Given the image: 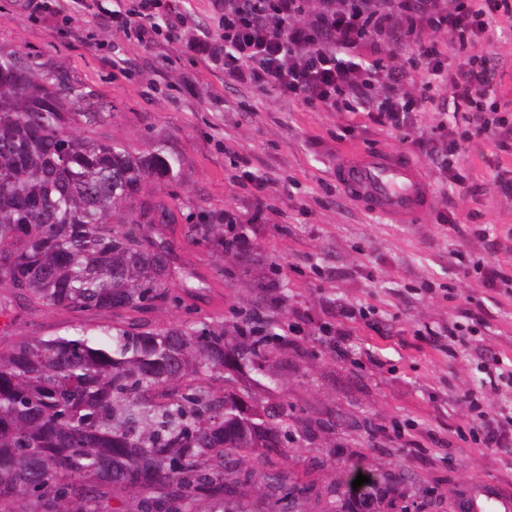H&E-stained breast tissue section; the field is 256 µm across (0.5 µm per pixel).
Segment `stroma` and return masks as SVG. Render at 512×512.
Listing matches in <instances>:
<instances>
[{
  "label": "stroma",
  "mask_w": 512,
  "mask_h": 512,
  "mask_svg": "<svg viewBox=\"0 0 512 512\" xmlns=\"http://www.w3.org/2000/svg\"><path fill=\"white\" fill-rule=\"evenodd\" d=\"M19 0H0V46L35 61L48 60L71 80L89 87L105 103L110 120L91 137L117 141L133 152L163 142L183 161L175 184L151 182L144 196L175 200L180 213L169 238L181 260L203 281L190 296L198 317L242 321L259 310L281 327L300 324L301 353H289L283 370L287 397L295 408L332 407L362 422L337 446L316 475L335 481L341 462L393 474L424 488L421 512H448L458 492L490 479L512 490V447L475 448L465 427L464 393L481 395L488 408L498 396L481 384V368L491 356L512 357V306H496L458 267L455 252L479 253L483 243L469 232L449 229V212H476L481 224L512 225V202L491 185L490 143L472 145L468 161L481 191L462 197L443 184L435 162L416 149L409 156L433 183L431 208L415 224H383L349 198L336 180V166L368 149H398L395 134L374 127H349L347 116L312 112L272 94L224 82V73L197 67L178 43L158 40L130 45L112 29L113 0H95L83 10L60 0L59 26L22 10ZM123 69H115L114 58ZM247 168L263 189L241 187L234 176ZM265 206L262 223H249L256 201ZM231 210L241 220L242 252H205L186 238L187 225L207 213ZM265 260V280L275 282L264 302L251 293L257 271L249 256ZM448 286L453 299L425 294L426 283ZM341 304L374 309L372 327L358 324L347 359L336 360L325 328L335 326ZM481 309L487 326L455 345L451 354L431 348L426 328L456 321L459 310ZM110 313L79 310L34 312L0 334V348L17 336H49L76 324L113 321ZM423 442L414 450L407 439Z\"/></svg>",
  "instance_id": "1"
}]
</instances>
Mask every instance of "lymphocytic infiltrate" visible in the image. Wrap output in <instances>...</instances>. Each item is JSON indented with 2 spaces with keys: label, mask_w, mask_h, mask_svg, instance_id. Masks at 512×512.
<instances>
[{
  "label": "lymphocytic infiltrate",
  "mask_w": 512,
  "mask_h": 512,
  "mask_svg": "<svg viewBox=\"0 0 512 512\" xmlns=\"http://www.w3.org/2000/svg\"><path fill=\"white\" fill-rule=\"evenodd\" d=\"M112 27L140 45L154 43L157 17L171 28L190 17L175 0H115ZM219 30L184 46L204 69L219 68L225 84L272 92L307 109L352 114L426 151L451 189H477L466 168L471 145L487 141L499 193L512 201V92L497 65L492 37L512 28V0H213ZM445 32L448 44L435 41ZM435 108L436 125L417 127V113ZM476 238L487 254L466 257V272L498 304L512 303V225ZM486 385L503 407L488 413L470 395L486 449L512 447V359L493 357Z\"/></svg>",
  "instance_id": "obj_1"
}]
</instances>
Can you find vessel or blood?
<instances>
[{
	"instance_id": "obj_1",
	"label": "vessel or blood",
	"mask_w": 512,
	"mask_h": 512,
	"mask_svg": "<svg viewBox=\"0 0 512 512\" xmlns=\"http://www.w3.org/2000/svg\"><path fill=\"white\" fill-rule=\"evenodd\" d=\"M336 178L352 199L394 224L424 214L432 195L425 172L407 155L395 151L376 150L342 163ZM461 508L463 512H512V492L480 481L472 486Z\"/></svg>"
}]
</instances>
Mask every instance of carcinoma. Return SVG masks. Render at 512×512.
<instances>
[{"label":"carcinoma","mask_w":512,"mask_h":512,"mask_svg":"<svg viewBox=\"0 0 512 512\" xmlns=\"http://www.w3.org/2000/svg\"><path fill=\"white\" fill-rule=\"evenodd\" d=\"M93 97L0 48V313L122 315L0 351V512H354L406 497L358 465L328 484L281 469L336 422L293 411L269 347L292 340L273 317L257 336L143 322L196 293L166 234L174 206L138 200L151 181L178 182L182 162L159 143L136 154L86 135L112 116ZM186 237L224 247V214ZM360 473L370 482L355 489Z\"/></svg>","instance_id":"1"}]
</instances>
